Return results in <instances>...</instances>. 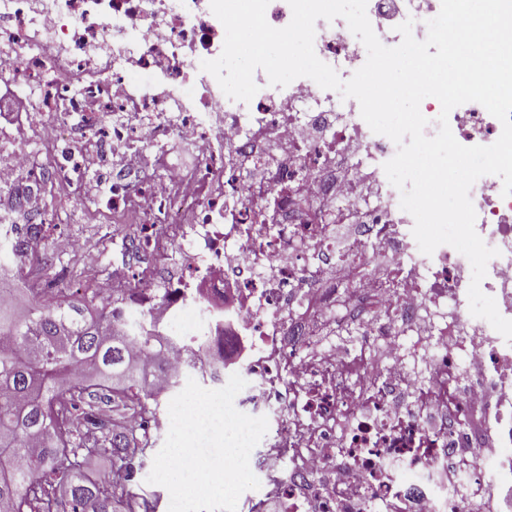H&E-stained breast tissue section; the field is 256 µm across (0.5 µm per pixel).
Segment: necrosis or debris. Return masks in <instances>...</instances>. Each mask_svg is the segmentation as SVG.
<instances>
[{"label":"necrosis or debris","mask_w":512,"mask_h":512,"mask_svg":"<svg viewBox=\"0 0 512 512\" xmlns=\"http://www.w3.org/2000/svg\"><path fill=\"white\" fill-rule=\"evenodd\" d=\"M441 0H368L380 41L413 19L424 39ZM225 29L209 0H0V79L36 87L24 140L0 155V238L27 268L10 215L64 182L86 199L87 177L108 186L106 210L131 225L130 252L147 263L89 271L95 308L116 296L125 322L155 316L163 335L207 337L204 377L226 385L244 364L236 408L267 417L260 487L240 512H512V341L469 312L471 265L448 245L420 252L414 220L383 165L395 143L371 131L357 100L301 77L273 87L256 70L250 102L229 99L200 68ZM315 53L349 79L367 52L344 19L317 20ZM465 146L490 145L502 125L481 104L454 108ZM180 140L199 161L175 165ZM35 141L38 151L29 150ZM247 154L251 170L225 156ZM343 166L345 189L327 177ZM494 175L470 190L475 229L498 249L482 291L512 320V197ZM188 244L189 272L172 248ZM367 288L362 324L375 336L412 332L427 375L393 352L321 348L336 287Z\"/></svg>","instance_id":"1"}]
</instances>
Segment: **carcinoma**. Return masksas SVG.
Segmentation results:
<instances>
[{
	"instance_id": "1",
	"label": "carcinoma",
	"mask_w": 512,
	"mask_h": 512,
	"mask_svg": "<svg viewBox=\"0 0 512 512\" xmlns=\"http://www.w3.org/2000/svg\"><path fill=\"white\" fill-rule=\"evenodd\" d=\"M83 288L26 308L0 276V294L15 295L0 305V512H155L133 478L158 402L126 336L151 350L166 337L150 314L128 332ZM97 456L108 475L88 470Z\"/></svg>"
}]
</instances>
